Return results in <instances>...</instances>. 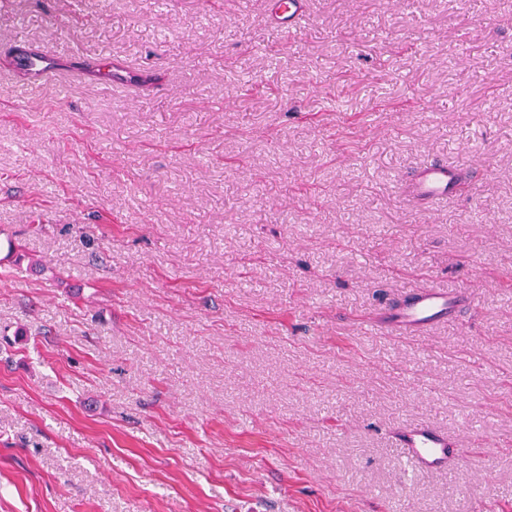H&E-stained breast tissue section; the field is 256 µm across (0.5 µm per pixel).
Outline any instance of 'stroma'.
<instances>
[{"instance_id":"35a3bbf8","label":"stroma","mask_w":512,"mask_h":512,"mask_svg":"<svg viewBox=\"0 0 512 512\" xmlns=\"http://www.w3.org/2000/svg\"><path fill=\"white\" fill-rule=\"evenodd\" d=\"M303 6L0 0V512H512V0ZM17 45L143 79L23 102ZM423 284L473 306L364 327ZM275 14L291 28H300L306 19L300 0H275ZM461 169L447 162H424L406 181L411 197L423 204H435L454 197ZM394 439L407 471L440 472L459 462L460 449L456 448V443L432 426H404L395 432Z\"/></svg>"}]
</instances>
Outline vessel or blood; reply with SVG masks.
Instances as JSON below:
<instances>
[{
    "label": "vessel or blood",
    "instance_id": "1",
    "mask_svg": "<svg viewBox=\"0 0 512 512\" xmlns=\"http://www.w3.org/2000/svg\"><path fill=\"white\" fill-rule=\"evenodd\" d=\"M275 14L289 27L299 28L306 16L300 0H275ZM19 65L32 86L58 84L61 93H69L83 76L82 70L71 72L70 80H60L61 65L48 50L28 48L19 55ZM96 81L105 89L131 88L139 79L135 68L115 66L108 61L95 63ZM461 176L457 166L445 162L420 164L406 181L411 197L424 204H435L454 197ZM469 296L426 285L414 289L405 298L384 307L376 320L378 329L394 335H420L432 327L448 322L469 306ZM395 443L401 450L405 470L440 472L458 464L460 450L447 434L425 425L414 424L398 429Z\"/></svg>",
    "mask_w": 512,
    "mask_h": 512
}]
</instances>
